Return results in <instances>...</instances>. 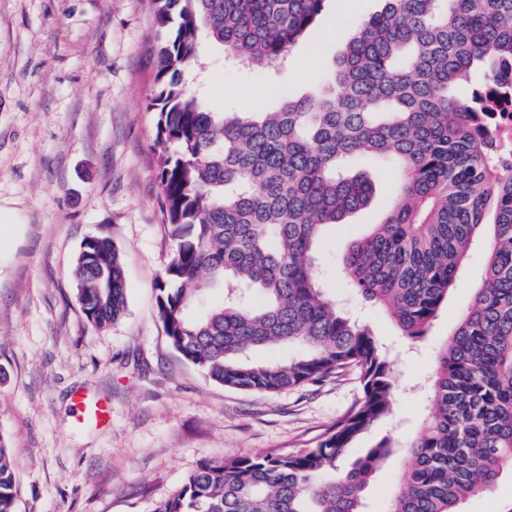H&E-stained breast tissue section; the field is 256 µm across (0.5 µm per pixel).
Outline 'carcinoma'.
<instances>
[{
	"instance_id": "carcinoma-1",
	"label": "carcinoma",
	"mask_w": 512,
	"mask_h": 512,
	"mask_svg": "<svg viewBox=\"0 0 512 512\" xmlns=\"http://www.w3.org/2000/svg\"><path fill=\"white\" fill-rule=\"evenodd\" d=\"M158 49L154 149L173 246L157 285L171 347L213 382L274 393L345 372L361 397L313 448L205 461L154 512H364L365 491L400 447L391 436L336 462L393 415V361L369 325L327 295L314 265L328 224L366 209L375 184L355 164L391 161L392 206L342 257L353 288L401 335L424 340L475 246L483 276L427 379L432 409L406 444L390 512H461L512 467V166L491 151L488 114L512 101V0H382L323 88L272 112H212L185 75L202 42L236 65L276 68L328 0H150ZM471 88L461 97V84ZM77 298L99 328L127 311L122 256L81 243ZM222 290L206 301L210 288ZM288 345L287 361L258 350ZM0 435V512H15Z\"/></svg>"
}]
</instances>
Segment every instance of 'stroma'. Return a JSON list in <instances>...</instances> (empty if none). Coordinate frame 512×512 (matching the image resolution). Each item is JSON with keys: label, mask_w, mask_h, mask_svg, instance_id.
Instances as JSON below:
<instances>
[{"label": "stroma", "mask_w": 512, "mask_h": 512, "mask_svg": "<svg viewBox=\"0 0 512 512\" xmlns=\"http://www.w3.org/2000/svg\"><path fill=\"white\" fill-rule=\"evenodd\" d=\"M379 0H330L312 35L273 77L224 63L206 46L188 76L211 111L276 109L315 91L357 21ZM157 32L149 0H0V435L17 479V512H153L204 459L314 447L360 397L353 375L278 393L210 381L168 344L156 283L171 258L153 148ZM376 192L347 223L325 227L318 276L395 357V411L339 460L383 437L415 434L432 406L424 386L437 347L471 302L484 265L475 248L428 339L408 345L350 287L349 244L387 210L394 166H367ZM120 248L128 311L106 329L87 321L73 266L84 238ZM104 401L109 424L78 423L72 397ZM403 449L372 478L365 512H387Z\"/></svg>", "instance_id": "obj_1"}]
</instances>
